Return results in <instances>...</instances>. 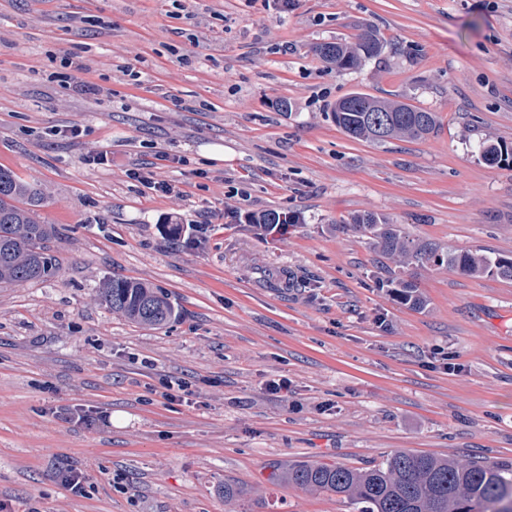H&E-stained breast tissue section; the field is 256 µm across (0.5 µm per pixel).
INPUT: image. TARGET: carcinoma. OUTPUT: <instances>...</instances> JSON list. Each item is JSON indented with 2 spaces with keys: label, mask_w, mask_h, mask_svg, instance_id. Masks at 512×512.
Here are the masks:
<instances>
[{
  "label": "carcinoma",
  "mask_w": 512,
  "mask_h": 512,
  "mask_svg": "<svg viewBox=\"0 0 512 512\" xmlns=\"http://www.w3.org/2000/svg\"><path fill=\"white\" fill-rule=\"evenodd\" d=\"M383 42L366 30L353 44L334 43L329 51L316 47L328 65L349 69L378 56ZM332 116L349 137L385 142L395 137L427 138L438 128L435 113L406 103L380 100L366 93H351L339 100ZM43 193L34 183L0 168V283L41 281L59 270L50 242L54 225L41 221ZM351 223L380 253L399 264L446 265L472 277L496 275L512 279V260L471 251L440 253L416 243L377 215L357 214ZM386 286L412 307L423 305L415 284L397 274ZM98 296L107 308L130 321L160 328L177 316L168 298L152 287L131 279L103 282ZM277 479L290 486L345 496L362 505L361 512H512V467L482 460L461 464L446 457L398 451L367 469L318 462H296L278 470Z\"/></svg>",
  "instance_id": "1"
}]
</instances>
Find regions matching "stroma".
Here are the masks:
<instances>
[{"instance_id": "obj_1", "label": "stroma", "mask_w": 512, "mask_h": 512, "mask_svg": "<svg viewBox=\"0 0 512 512\" xmlns=\"http://www.w3.org/2000/svg\"><path fill=\"white\" fill-rule=\"evenodd\" d=\"M367 29L386 47L358 68L314 52ZM66 55L98 95L53 81ZM352 92L439 128L350 138L332 109ZM487 142L508 156L487 165ZM100 152L109 164H88ZM0 168L42 190L59 263L0 285L13 512H361L277 468L399 450L512 465V279L412 265L425 304L410 308L349 223L375 213L443 252L512 258V0H0ZM268 211L300 221L250 223ZM112 277L177 318L112 312L97 295ZM280 378L288 391H269ZM180 384L189 399L165 401ZM69 468L84 494L62 487ZM228 482L243 496L225 500ZM129 176L141 184H143L148 189L154 190L155 192H159L161 194H171L175 193L178 190V187L175 184H172L165 180H158L155 176L154 171H143L141 168H134L129 171Z\"/></svg>"}]
</instances>
